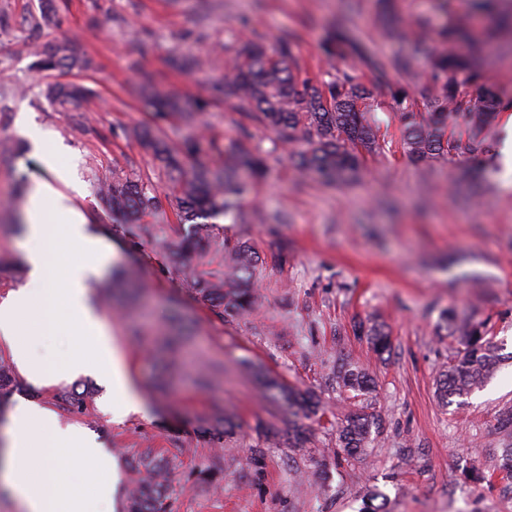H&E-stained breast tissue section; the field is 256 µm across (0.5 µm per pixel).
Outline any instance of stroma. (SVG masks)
Returning a JSON list of instances; mask_svg holds the SVG:
<instances>
[{
    "label": "stroma",
    "mask_w": 512,
    "mask_h": 512,
    "mask_svg": "<svg viewBox=\"0 0 512 512\" xmlns=\"http://www.w3.org/2000/svg\"><path fill=\"white\" fill-rule=\"evenodd\" d=\"M56 24L37 31L43 0H0V138L18 143L0 162V296L23 282L26 265L7 207L16 173L40 175L23 121L63 146L84 196V213L118 251L142 288L124 316L108 306V278L94 285L95 303L123 348L128 369L152 410L109 420L103 387L93 378L73 382L88 411L59 409L56 388L22 377L0 390V413L17 398L56 410L61 422L83 426L110 448L120 481L114 512L147 476L141 454L174 458L163 489L172 512H359L366 496L381 492L386 512H512V482L487 477L490 458L512 442L500 411L512 405V165L502 148L512 140L508 112H499L484 157L487 182L468 192V169L453 154L426 161L403 149L399 118L386 87L375 91V119L383 144L367 156L363 179L346 188L297 182L274 136L251 127L241 138V117L231 104L209 98L224 79V56L243 34L275 44L290 38L310 76L323 72L320 44L330 27L347 23L355 40L384 60L408 57L415 74L390 72L389 81L419 91L429 69L411 42L381 32L379 0H53ZM69 41L91 62L68 80L91 91L80 108L54 107L44 96L57 74L38 73L23 49ZM194 54L209 64L191 74L170 69L171 57ZM200 110L207 136L230 145L244 140L269 156L264 178L242 204L239 222L217 219L212 236L247 241L270 253L287 243L288 261L266 268L257 306L228 318L201 301L170 269L159 241L177 245L189 232L174 212L138 216L134 227L113 223L95 193L111 173L142 178L157 193L165 183L152 160L125 131L151 122L149 98L134 93L143 77ZM483 76L512 104V33L487 49ZM454 308L486 322L503 359L494 376L471 395L443 404L437 380L448 363L451 339L439 333L440 314ZM385 322L391 351L379 355L354 324ZM183 333L185 347L217 373L198 388L186 367L167 371L168 353L153 344ZM363 367L375 390L369 413L380 420L371 447L358 460L336 462V423L353 409L336 383L338 361ZM262 367L282 383L311 393L320 417L305 420L309 439L295 447L288 408L267 397L249 370Z\"/></svg>",
    "instance_id": "obj_1"
}]
</instances>
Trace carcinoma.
<instances>
[{
	"mask_svg": "<svg viewBox=\"0 0 512 512\" xmlns=\"http://www.w3.org/2000/svg\"><path fill=\"white\" fill-rule=\"evenodd\" d=\"M450 0H444V18L437 26L419 19L410 26L390 27L389 38L408 40L422 53L430 69L433 86L420 91L423 110L414 108L408 88L395 85L390 95L399 112L403 144L410 158L423 161L435 155H462L478 168L489 149V129L502 101L498 92L480 84V56L492 43L491 30L469 25L455 17ZM321 54L332 62L329 70L314 80L301 69L291 42L283 38L270 48L252 38H243L225 58L224 82L211 87V94L231 102L245 123L271 130L276 140L288 147V155L298 177L339 187L359 182L364 174L365 156L380 149L378 127L372 118L374 92L355 68L338 66L348 58L357 59L376 83L385 80L389 70L403 74L412 70L409 59L385 62L370 55L345 26L331 29L320 46ZM33 67L38 71L82 69L87 66L67 43L48 52L34 51ZM204 61L181 55L173 66L184 72L200 69ZM475 87L472 95L461 88ZM87 93L77 84L56 83L47 87L45 97L60 105L76 104ZM461 127L464 135L455 137L448 126ZM153 159L170 183V192L161 196L131 177L112 175L97 179L96 193L102 208L125 224L143 212L165 213L169 206L183 224L193 231L181 247L172 252L176 271L186 274L192 255L222 251L224 280L194 279L192 285L202 299L228 316H239L258 302L257 279L268 263L283 264L288 246L271 257L262 256L245 241L233 244L213 239L207 225L213 220L236 218L243 200L263 177L267 156L244 146L224 147L215 138L188 134L172 141L150 126L128 132ZM440 327L457 338L461 348L439 379L443 402L462 397L482 385L498 365L494 346L483 323L453 311L441 315ZM374 348L390 350L388 334L376 325L366 331ZM336 377L355 396L372 390L369 374L358 366L342 363ZM271 396L288 403V413L310 417L319 411L318 402L287 389L277 381L268 385ZM62 404L72 413L87 410L84 397L64 392ZM375 417L358 410L336 426V455L354 458L363 454L371 440ZM130 512H171L162 484L143 487L130 495Z\"/></svg>",
	"mask_w": 512,
	"mask_h": 512,
	"instance_id": "cac0c4a2",
	"label": "carcinoma"
}]
</instances>
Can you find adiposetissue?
Masks as SVG:
<instances>
[{
    "instance_id": "1",
    "label": "adipose tissue",
    "mask_w": 512,
    "mask_h": 512,
    "mask_svg": "<svg viewBox=\"0 0 512 512\" xmlns=\"http://www.w3.org/2000/svg\"><path fill=\"white\" fill-rule=\"evenodd\" d=\"M27 135L43 174L32 182L19 244L28 281L0 298V346L37 385L95 375L108 389L104 410L113 421L146 414L125 355L92 302L91 284L116 250L90 230L77 200L80 185L59 153L44 148L42 131L33 127ZM66 243L81 249L83 262L64 261ZM62 331L71 332L75 341L56 365H47L36 353L39 339ZM6 434L7 482L25 512H98L99 505L111 501L118 481L112 457L83 428L60 424L52 410L24 398L12 407ZM64 460L87 468L92 493L62 474Z\"/></svg>"
}]
</instances>
